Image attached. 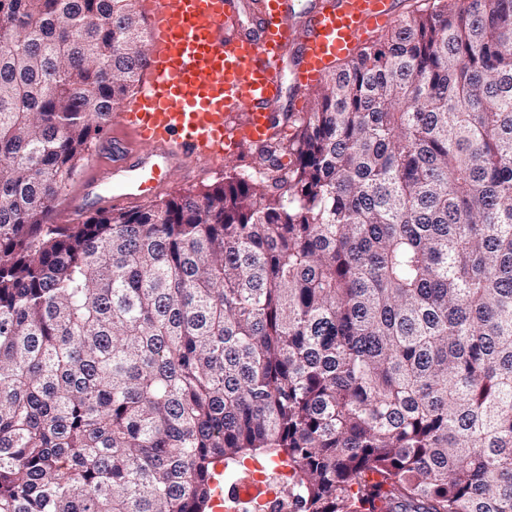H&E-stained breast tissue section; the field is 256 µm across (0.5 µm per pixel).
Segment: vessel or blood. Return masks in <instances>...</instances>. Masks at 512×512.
Listing matches in <instances>:
<instances>
[{"label":"vessel or blood","mask_w":512,"mask_h":512,"mask_svg":"<svg viewBox=\"0 0 512 512\" xmlns=\"http://www.w3.org/2000/svg\"><path fill=\"white\" fill-rule=\"evenodd\" d=\"M396 0H150L155 46L130 106L112 116L102 149L112 204L141 201L168 175L195 178L188 159L223 160L247 142L277 133L274 108L285 91L315 86L334 59L352 54L397 18ZM88 175L69 209L99 201ZM211 481L213 512L262 497L265 486L237 483L225 493L223 468Z\"/></svg>","instance_id":"obj_1"}]
</instances>
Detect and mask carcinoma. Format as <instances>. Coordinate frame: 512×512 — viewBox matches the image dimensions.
I'll return each instance as SVG.
<instances>
[{"mask_svg":"<svg viewBox=\"0 0 512 512\" xmlns=\"http://www.w3.org/2000/svg\"><path fill=\"white\" fill-rule=\"evenodd\" d=\"M137 0H0V512H512V0L415 3L258 165L52 223ZM215 474L218 478H214L211 481V488L213 489V495L211 497V505L213 512H222L224 511V504L226 502L237 505L243 499L246 498H254V497H263L267 493V489L263 485L253 484L249 482H239L236 483V490L232 493L230 491L226 496H224L225 490V481H233L235 478L224 481V468L223 466H217L215 470Z\"/></svg>","mask_w":512,"mask_h":512,"instance_id":"obj_1","label":"carcinoma"}]
</instances>
